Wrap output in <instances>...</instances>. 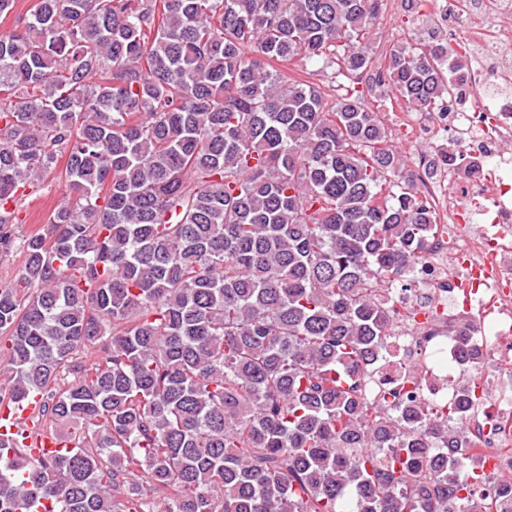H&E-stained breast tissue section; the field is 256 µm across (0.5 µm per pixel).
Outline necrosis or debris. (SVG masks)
<instances>
[{
	"label": "necrosis or debris",
	"instance_id": "necrosis-or-debris-1",
	"mask_svg": "<svg viewBox=\"0 0 512 512\" xmlns=\"http://www.w3.org/2000/svg\"><path fill=\"white\" fill-rule=\"evenodd\" d=\"M449 52L471 61L462 99L444 112H405L398 127L428 150L408 175L439 226L416 269L413 288L389 289L395 368L408 401L447 407L459 386L479 394L467 436L484 467L479 495L512 480V0H426ZM458 142L473 167L439 157L443 138ZM474 327L481 364L458 368L449 325Z\"/></svg>",
	"mask_w": 512,
	"mask_h": 512
}]
</instances>
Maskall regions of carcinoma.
Segmentation results:
<instances>
[{"mask_svg": "<svg viewBox=\"0 0 512 512\" xmlns=\"http://www.w3.org/2000/svg\"><path fill=\"white\" fill-rule=\"evenodd\" d=\"M382 2L32 0L0 37V408L69 444L0 433V512H512L467 391L387 408L384 287L436 226L372 101L440 111L467 65L436 32L378 63ZM66 193L67 188L64 183L48 179L36 194L26 200L25 209L22 212L25 221L23 224L15 225L17 235L21 238L39 225L46 224L49 214ZM23 256L19 253H12L0 258V288L11 286L16 282L18 272L21 268ZM41 398L39 395H33L23 404L17 405L13 410L4 409L0 413V432L10 433L12 435L21 436L25 445H31V438L28 429L30 417L39 408Z\"/></svg>", "mask_w": 512, "mask_h": 512, "instance_id": "obj_1", "label": "carcinoma"}]
</instances>
